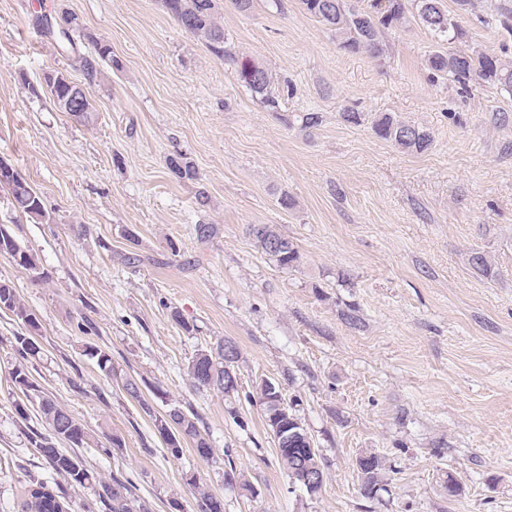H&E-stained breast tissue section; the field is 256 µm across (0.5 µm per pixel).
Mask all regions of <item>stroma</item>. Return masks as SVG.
<instances>
[{
	"mask_svg": "<svg viewBox=\"0 0 512 512\" xmlns=\"http://www.w3.org/2000/svg\"><path fill=\"white\" fill-rule=\"evenodd\" d=\"M64 10L83 25L81 52L105 41L118 62L90 89V126L58 111L43 84L51 70L82 79L35 22ZM484 15L475 0L462 49L512 64V35ZM217 20L240 58L268 69L277 110L160 0H0V157L48 214L34 222L0 190V224L44 274L0 256V279L40 323L33 381L96 437L78 454L98 479L130 481L151 512H199V484L224 512H512V96L433 80L438 39L413 22L389 32L379 62L340 49L301 0H255L248 13L217 0ZM347 107L361 123L341 119ZM312 111L320 126L301 131ZM385 112L426 127L429 149L377 137ZM177 152L194 179L169 171ZM201 224L214 225L210 238ZM262 224L294 243L299 267L255 249L249 229ZM476 250L493 276L472 267ZM351 306L360 326L344 318ZM24 331L0 311V512H19L31 480L55 478L29 443L40 418L15 411ZM227 338L243 354L237 393L193 387L189 361ZM90 345L110 355L111 373ZM127 378L140 398L123 390ZM265 379L323 458L317 494L279 464L256 395ZM173 406L198 415L210 460L188 443L168 452L154 418ZM112 437L120 447L102 454ZM370 451L386 461L372 499L355 467ZM231 468L250 490L227 482Z\"/></svg>",
	"mask_w": 512,
	"mask_h": 512,
	"instance_id": "obj_1",
	"label": "stroma"
}]
</instances>
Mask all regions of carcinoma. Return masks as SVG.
Wrapping results in <instances>:
<instances>
[{"label":"carcinoma","instance_id":"obj_1","mask_svg":"<svg viewBox=\"0 0 512 512\" xmlns=\"http://www.w3.org/2000/svg\"><path fill=\"white\" fill-rule=\"evenodd\" d=\"M413 2L418 20L437 37L450 44L462 37L463 31L455 15L444 8L443 0H301L304 9L319 22L336 33L341 49L350 53H366L374 59L382 58L387 51L386 31L402 25L406 20L407 4ZM162 6L178 23L179 27L203 44L218 59L235 66L238 81L252 93L261 97L265 106L275 109L278 100L270 91L271 75L263 66L249 60H239L233 52L224 28L215 20V0H161ZM61 16L71 24L70 32L60 33L45 25L47 33L55 37L65 52L76 50L73 33L82 28L77 15L63 11ZM488 22L508 34H512V11L495 5L487 14ZM76 64L81 70L84 85L90 87L102 79L103 65L114 64L112 47L106 42H95V51L80 54ZM432 74L448 79L467 88L469 82L480 79L497 85L512 93V66H507L495 55L484 52L464 50H436L427 59ZM46 88L55 103L69 99L72 94L70 78L63 76L54 82L46 81ZM96 112L95 103H78L70 110L77 121L89 123ZM375 134L394 146L411 153H422L432 143V135L423 127L406 123L396 116L385 113L374 120ZM167 165L171 173L180 179H192L195 171L191 162L181 152L169 156ZM0 187L8 190L13 208L33 221L46 218V210L41 194L23 177L0 180ZM254 246L279 267L293 269L300 265L301 254L293 242L288 248L275 252L271 249V239L281 234L275 229L263 225L251 228ZM0 255L12 260L15 266L27 270H36L35 257L13 235L11 230L0 225ZM21 322L28 334L14 337V351L18 356L17 365L12 372L14 384L20 388L26 403H16L15 411L22 419H27L28 405L37 407L40 420L50 430L47 437L31 431V443L38 449L41 457L57 475L79 487H92L106 512H148L147 506L137 502L132 496L129 484L114 479L107 483L97 479L94 473L77 454H69L55 446L58 439L75 448H85L93 441V435L79 423L71 412L56 403L40 390L31 379L29 364L41 355V347L34 341L33 334L38 332L40 324L17 294L11 282L0 279V304ZM242 359L241 350H236L232 363L224 359V342L199 351L189 362L187 375L193 386L200 389H216L225 396L237 393V390L224 389V374L227 370H236ZM258 401L263 406L267 425L274 428L271 417L272 408L268 398L267 381L256 387ZM155 428L165 441L167 449L174 456L182 452L186 441L193 444L197 455L208 460L212 448L199 428V418L193 413L174 406L163 415L155 417ZM279 464L288 474L292 483H299L307 473L323 472V458L318 450L311 448L310 442L303 439L278 443ZM356 469L361 481V490L371 499L381 490L384 459L372 452L356 458ZM189 481L197 488L199 512H224V500L207 489L199 486L196 478ZM74 512L64 492L45 480H33L29 485L21 505V512Z\"/></svg>","mask_w":512,"mask_h":512}]
</instances>
